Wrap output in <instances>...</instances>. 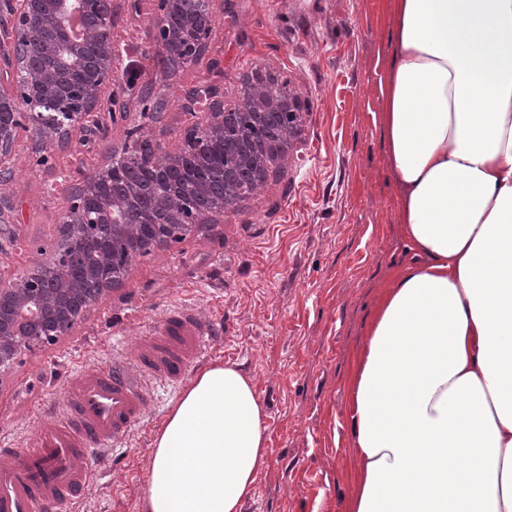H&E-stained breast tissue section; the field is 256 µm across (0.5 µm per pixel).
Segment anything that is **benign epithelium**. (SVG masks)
Returning a JSON list of instances; mask_svg holds the SVG:
<instances>
[{
	"label": "benign epithelium",
	"mask_w": 512,
	"mask_h": 512,
	"mask_svg": "<svg viewBox=\"0 0 512 512\" xmlns=\"http://www.w3.org/2000/svg\"><path fill=\"white\" fill-rule=\"evenodd\" d=\"M213 0H157V37L168 56L186 63L198 61L207 48L215 23ZM11 16L16 46L6 52L0 48V60L17 77L16 89L0 88V179L13 172L12 149L19 125L15 113L27 107L41 117L40 133L52 143L69 142L75 129L94 136L103 134L95 122L99 94L112 79V62L117 49L112 40L114 11L112 0H0V12ZM275 74L266 70L254 75L247 97L252 129L230 135L226 132L227 112L221 103V89L215 84L193 87L185 92L184 111L193 115L208 113V122L200 130L202 143L214 137L224 138L226 158L254 168L253 185L266 178L268 165L279 155L255 156V144L268 115L301 111L299 98L280 91ZM115 169L108 163L93 179L76 187L62 224H73L82 217L83 200L92 199L98 210L93 222L103 225L101 236H91L82 245L93 253L94 274L99 282L97 294L87 295L83 279L62 274L61 283L44 287L38 280L54 262L40 264L29 273L0 284V369L9 366L21 347L38 342L37 325L64 320L69 331L84 309L112 288L105 277L109 250L113 242L138 231L158 240H166L168 225L183 218L182 196L174 191L164 195L161 206L166 220L157 218L154 205L141 207L140 224L125 223L124 216L136 200L137 188L122 193L104 192L102 182L112 184ZM24 311L37 312V318L25 320Z\"/></svg>",
	"instance_id": "1"
}]
</instances>
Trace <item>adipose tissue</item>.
Segmentation results:
<instances>
[{"instance_id":"ef3b65f1","label":"adipose tissue","mask_w":512,"mask_h":512,"mask_svg":"<svg viewBox=\"0 0 512 512\" xmlns=\"http://www.w3.org/2000/svg\"><path fill=\"white\" fill-rule=\"evenodd\" d=\"M387 161L412 259L358 359L348 512H512V0H390ZM266 412L231 363L154 438L141 512H239Z\"/></svg>"}]
</instances>
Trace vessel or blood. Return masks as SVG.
<instances>
[{"instance_id": "vessel-or-blood-1", "label": "vessel or blood", "mask_w": 512, "mask_h": 512, "mask_svg": "<svg viewBox=\"0 0 512 512\" xmlns=\"http://www.w3.org/2000/svg\"><path fill=\"white\" fill-rule=\"evenodd\" d=\"M219 328L188 306L167 308L134 364L81 369L62 410L44 411L35 436L0 448V512H71L93 482L89 461L118 453L130 429L157 407V386L179 388Z\"/></svg>"}]
</instances>
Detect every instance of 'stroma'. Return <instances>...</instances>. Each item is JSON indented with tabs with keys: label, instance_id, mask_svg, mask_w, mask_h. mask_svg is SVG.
Segmentation results:
<instances>
[{
	"label": "stroma",
	"instance_id": "35a3bbf8",
	"mask_svg": "<svg viewBox=\"0 0 512 512\" xmlns=\"http://www.w3.org/2000/svg\"><path fill=\"white\" fill-rule=\"evenodd\" d=\"M113 7L115 76L98 113L106 136L87 142L77 131L61 148L24 120L13 176L0 185L14 204L0 279L54 257L71 187L99 171L107 152H121L129 129L160 154L183 150L190 127L208 119L184 112L183 90L217 84L225 107H238L244 82L269 68L301 99L298 129L258 191L136 258L69 332L18 352L0 372V439L32 438L35 413L65 404L71 372L111 364L116 339L134 346L166 308L191 306L224 329L202 365H238L267 414V466L241 512H346L357 472L349 414L357 356L383 289L411 258L379 120L386 0H214L204 55L167 75L155 62L156 0ZM145 88L163 102L160 117L144 114ZM179 397L160 390L122 454L98 463L75 512H139L155 431Z\"/></svg>",
	"mask_w": 512,
	"mask_h": 512
}]
</instances>
